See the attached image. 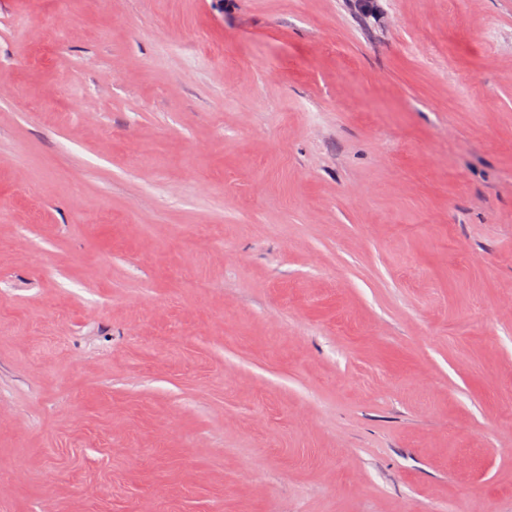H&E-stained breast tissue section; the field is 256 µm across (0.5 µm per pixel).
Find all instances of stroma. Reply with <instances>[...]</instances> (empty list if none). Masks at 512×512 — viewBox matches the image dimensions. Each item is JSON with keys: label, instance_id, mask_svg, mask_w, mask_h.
Segmentation results:
<instances>
[{"label": "stroma", "instance_id": "obj_1", "mask_svg": "<svg viewBox=\"0 0 512 512\" xmlns=\"http://www.w3.org/2000/svg\"><path fill=\"white\" fill-rule=\"evenodd\" d=\"M0 512H512V0H0Z\"/></svg>", "mask_w": 512, "mask_h": 512}]
</instances>
